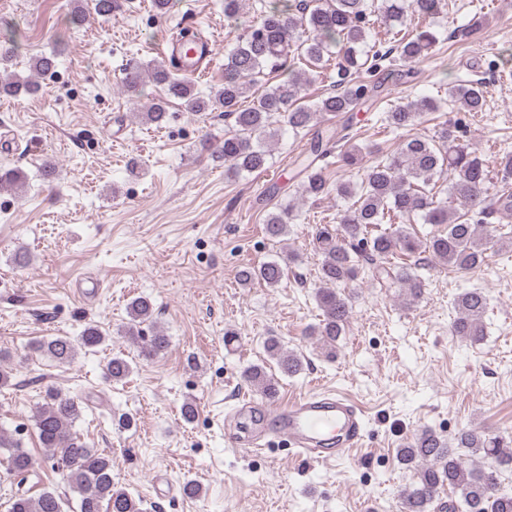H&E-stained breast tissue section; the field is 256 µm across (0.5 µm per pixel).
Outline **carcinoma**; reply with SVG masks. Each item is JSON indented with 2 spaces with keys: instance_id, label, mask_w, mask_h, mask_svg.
Segmentation results:
<instances>
[{
  "instance_id": "1",
  "label": "carcinoma",
  "mask_w": 512,
  "mask_h": 512,
  "mask_svg": "<svg viewBox=\"0 0 512 512\" xmlns=\"http://www.w3.org/2000/svg\"><path fill=\"white\" fill-rule=\"evenodd\" d=\"M444 0H297L295 12L269 10L246 25L237 44L224 59V86L205 98L192 82L179 76L178 64L171 59L151 67L135 64L126 69L123 86L137 90L150 78L164 85L166 96L152 103L144 119L160 123L165 118L169 99L180 100L192 112L224 113L232 121V131L224 135L220 154L235 175L253 173L268 167L269 145L278 138L281 124L293 131L311 130L313 136L296 176L295 194L304 200H317L329 193L323 167L317 162L340 149V160L349 167L362 161V147L351 143L349 126L336 130L320 129V119L355 111L374 97L385 81L408 83L414 76L413 65L437 42L432 20L443 12ZM383 23L402 24L417 18L413 32L392 33L391 48L399 64L384 69L386 55L374 49L368 34L374 28L371 18ZM339 56L336 89L304 104L310 78L292 75L255 94L265 72L290 68L299 59L308 68L322 74ZM55 68V56L40 55L29 61L31 75H16L0 80V95L18 97L38 88L36 77ZM252 103L244 105V100ZM448 98L464 112H482L485 95L481 85L459 81L448 86ZM440 108V103L422 98L406 104L389 105L383 118L387 127L406 129L415 125L425 112ZM442 144L423 137H409L399 149L366 167L356 181L336 183V196L348 201L337 218L339 227L325 228L316 234L321 254L319 286L315 300L322 311L317 334L332 346L344 334L351 306L339 286L356 280L363 270L382 283L403 288L407 301L419 297L421 281L417 269L424 267L419 255L426 251L448 268L462 272L485 265L487 251L512 244L511 224H490L495 214L504 218L512 212V191L496 187L492 169L482 155L461 142L458 127L441 133ZM446 177V197L437 198L429 189L434 178ZM416 214L427 224L443 226L426 244L409 231L406 221ZM294 219L290 206L279 204L267 213L264 233L280 239L290 233ZM294 258L285 256L246 267L239 274L243 285L261 282L277 287L288 273ZM487 307L484 291L474 288L454 300L456 317L453 334L477 343L485 338L483 316ZM129 321L124 336L139 348L145 358H153L169 346V337L155 329L144 335L142 324L153 321L152 303L138 297L128 306ZM105 336L96 325H88L80 336L56 337L33 346L37 353L59 363L71 362L78 351L100 346ZM265 351L280 373L293 376L303 370V360L271 337ZM133 368L126 358L115 355L107 365L112 380L129 377ZM246 382L262 395L272 398L278 381L265 365H252L245 371ZM82 402L50 390L45 402L35 410V426L46 457L61 464L63 477L79 494V512H141L140 500L115 486L112 479V455L92 448L73 431L81 416ZM0 448L8 452L9 471L22 473L32 465L23 442L0 433ZM399 463L413 472L412 485L400 497L401 512H430L443 490L457 497L453 512H512V493H501V475L512 464V439L509 441L485 430L461 429L450 444L431 429L397 449ZM68 501L53 491L38 497L15 498L9 512H64Z\"/></svg>"
}]
</instances>
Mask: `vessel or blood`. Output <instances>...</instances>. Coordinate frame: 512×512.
<instances>
[{
    "mask_svg": "<svg viewBox=\"0 0 512 512\" xmlns=\"http://www.w3.org/2000/svg\"><path fill=\"white\" fill-rule=\"evenodd\" d=\"M212 41L194 44L180 51L169 44V52L181 53L182 73L202 75L215 55ZM235 445L247 448L282 445L305 458L334 461L363 440L362 412L345 396L333 391H311L285 404L269 407L247 401L236 414Z\"/></svg>",
    "mask_w": 512,
    "mask_h": 512,
    "instance_id": "1",
    "label": "vessel or blood"
}]
</instances>
